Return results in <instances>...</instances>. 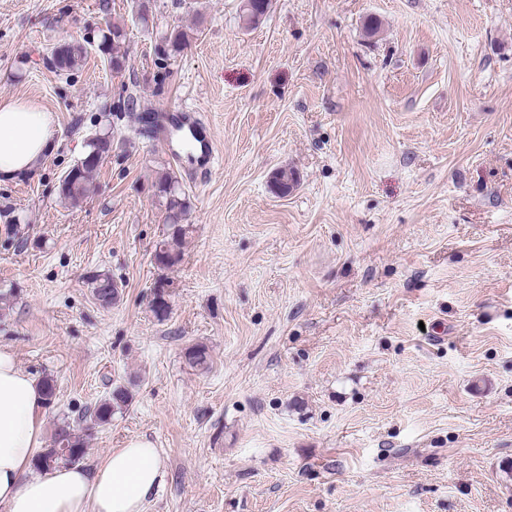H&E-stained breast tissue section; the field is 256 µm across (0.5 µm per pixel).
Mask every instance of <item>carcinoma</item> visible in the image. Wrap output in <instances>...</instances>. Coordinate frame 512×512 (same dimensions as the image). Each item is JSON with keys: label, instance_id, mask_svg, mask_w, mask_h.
I'll return each mask as SVG.
<instances>
[{"label": "carcinoma", "instance_id": "1", "mask_svg": "<svg viewBox=\"0 0 512 512\" xmlns=\"http://www.w3.org/2000/svg\"><path fill=\"white\" fill-rule=\"evenodd\" d=\"M270 0H242L240 7L243 27L246 29L258 25L267 15ZM190 45L188 33L173 27L161 32L154 44V69L149 83L157 96L164 94L171 77V61L184 52ZM97 51L107 58L112 71L120 73L125 70L128 59L126 33L119 26H107L99 42ZM87 56V47L81 43H63L51 48L50 58L53 69L59 75H68L82 66ZM112 151V132L107 130L95 135L87 142L84 157L60 179L58 195L61 201L71 207L80 206L90 190L92 173L103 163ZM298 184L294 171L284 168L276 171L272 177V190L276 193H290ZM153 195L165 207L166 233L158 242L160 252L155 254V265L160 269H171L183 259V246L191 232V225L185 223L188 207L182 197V190L177 178L169 173L160 175L153 184ZM93 293L104 306H110L120 299L117 283L107 273H98L91 279ZM152 311L162 319L168 315L169 304L165 298L164 286H159L151 300ZM186 355L190 364L204 368L208 365L209 354L205 346L193 345L187 348ZM128 392L116 386L109 397L93 409H87L82 417L102 425L112 419L117 410L129 405ZM86 454L83 436L75 433L70 423H61L56 427L52 445L44 449L34 463L40 470L47 467L46 459L51 457L56 463L77 464Z\"/></svg>", "mask_w": 512, "mask_h": 512}]
</instances>
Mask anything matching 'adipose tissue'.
Listing matches in <instances>:
<instances>
[{"label":"adipose tissue","mask_w":512,"mask_h":512,"mask_svg":"<svg viewBox=\"0 0 512 512\" xmlns=\"http://www.w3.org/2000/svg\"><path fill=\"white\" fill-rule=\"evenodd\" d=\"M53 121L34 102L0 103V182L29 175L53 147ZM43 388L0 346V512H145L164 462L154 443L129 439L99 463L34 473L45 446Z\"/></svg>","instance_id":"ef3b65f1"}]
</instances>
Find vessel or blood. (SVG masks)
<instances>
[{
	"label": "vessel or blood",
	"instance_id": "vessel-or-blood-1",
	"mask_svg": "<svg viewBox=\"0 0 512 512\" xmlns=\"http://www.w3.org/2000/svg\"><path fill=\"white\" fill-rule=\"evenodd\" d=\"M152 117L158 144L180 165L202 175L211 170L217 159L216 143L197 111L177 105L155 110Z\"/></svg>",
	"mask_w": 512,
	"mask_h": 512
}]
</instances>
